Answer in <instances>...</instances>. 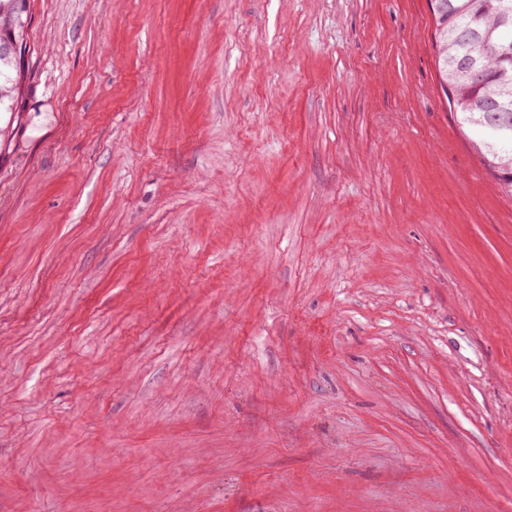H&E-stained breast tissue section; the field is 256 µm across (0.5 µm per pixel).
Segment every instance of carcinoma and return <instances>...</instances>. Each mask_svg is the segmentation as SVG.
I'll return each mask as SVG.
<instances>
[{
  "mask_svg": "<svg viewBox=\"0 0 512 512\" xmlns=\"http://www.w3.org/2000/svg\"><path fill=\"white\" fill-rule=\"evenodd\" d=\"M433 49L449 108L488 172L512 193V0H431ZM28 0H0V42L18 51L0 56V118L13 112L27 50Z\"/></svg>",
  "mask_w": 512,
  "mask_h": 512,
  "instance_id": "obj_1",
  "label": "carcinoma"
}]
</instances>
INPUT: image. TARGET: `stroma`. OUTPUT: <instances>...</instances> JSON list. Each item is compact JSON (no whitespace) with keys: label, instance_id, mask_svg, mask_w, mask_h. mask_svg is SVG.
<instances>
[{"label":"stroma","instance_id":"35a3bbf8","mask_svg":"<svg viewBox=\"0 0 512 512\" xmlns=\"http://www.w3.org/2000/svg\"><path fill=\"white\" fill-rule=\"evenodd\" d=\"M29 14L0 512H512V196L429 0Z\"/></svg>","mask_w":512,"mask_h":512}]
</instances>
